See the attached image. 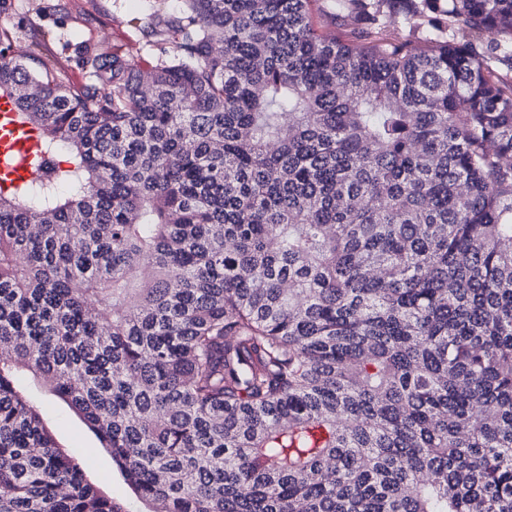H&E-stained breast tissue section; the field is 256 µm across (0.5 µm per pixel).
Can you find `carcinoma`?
<instances>
[{
  "mask_svg": "<svg viewBox=\"0 0 512 512\" xmlns=\"http://www.w3.org/2000/svg\"><path fill=\"white\" fill-rule=\"evenodd\" d=\"M143 32L146 72L0 26L43 154L0 191V512H127L23 376L147 512H512V0H177ZM23 386L39 407L46 426L60 447L79 462L87 478L104 493L124 502L127 512H143L146 507L136 499L112 463V457L83 420L62 400L51 395L39 383L24 378Z\"/></svg>",
  "mask_w": 512,
  "mask_h": 512,
  "instance_id": "obj_1",
  "label": "carcinoma"
}]
</instances>
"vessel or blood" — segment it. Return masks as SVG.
<instances>
[{"label":"vessel or blood","instance_id":"1","mask_svg":"<svg viewBox=\"0 0 512 512\" xmlns=\"http://www.w3.org/2000/svg\"><path fill=\"white\" fill-rule=\"evenodd\" d=\"M10 98L0 94V175L28 180L36 176L33 163L38 148L35 129L15 123Z\"/></svg>","mask_w":512,"mask_h":512}]
</instances>
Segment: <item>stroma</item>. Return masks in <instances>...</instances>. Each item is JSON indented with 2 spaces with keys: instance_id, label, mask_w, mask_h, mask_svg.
Returning <instances> with one entry per match:
<instances>
[{
  "instance_id": "35a3bbf8",
  "label": "stroma",
  "mask_w": 512,
  "mask_h": 512,
  "mask_svg": "<svg viewBox=\"0 0 512 512\" xmlns=\"http://www.w3.org/2000/svg\"><path fill=\"white\" fill-rule=\"evenodd\" d=\"M7 17L17 50L35 52L44 60L65 64L77 43L90 38L100 51L123 46L141 67L155 62V52L134 24L157 10L156 0H13ZM23 386L39 407L46 426L60 447L79 462L87 478L104 493L124 502L127 512H144L95 434L62 400L37 382L24 379Z\"/></svg>"
}]
</instances>
